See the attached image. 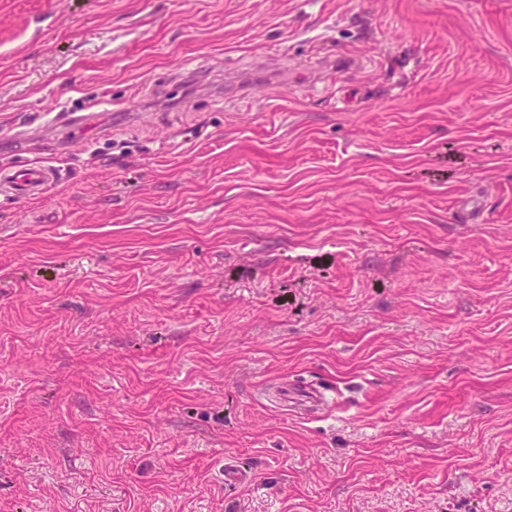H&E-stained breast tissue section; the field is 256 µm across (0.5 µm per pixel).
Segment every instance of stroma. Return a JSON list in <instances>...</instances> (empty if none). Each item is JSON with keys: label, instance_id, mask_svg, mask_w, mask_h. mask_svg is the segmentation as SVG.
<instances>
[{"label": "stroma", "instance_id": "obj_1", "mask_svg": "<svg viewBox=\"0 0 512 512\" xmlns=\"http://www.w3.org/2000/svg\"><path fill=\"white\" fill-rule=\"evenodd\" d=\"M42 161L0 512H512V0H0Z\"/></svg>", "mask_w": 512, "mask_h": 512}]
</instances>
